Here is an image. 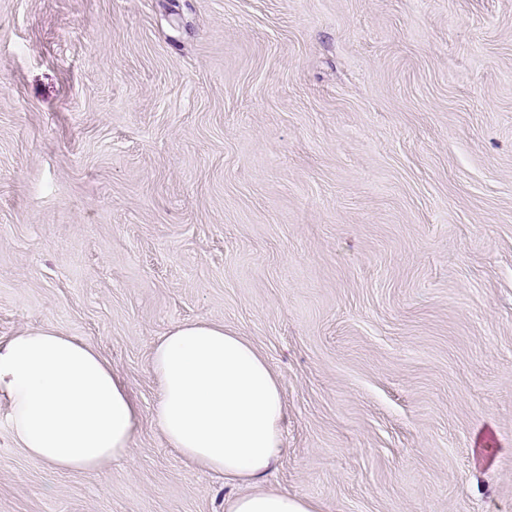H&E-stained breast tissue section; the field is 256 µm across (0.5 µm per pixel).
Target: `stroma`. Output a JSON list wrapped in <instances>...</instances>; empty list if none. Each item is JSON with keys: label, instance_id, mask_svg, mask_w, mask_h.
<instances>
[{"label": "stroma", "instance_id": "1", "mask_svg": "<svg viewBox=\"0 0 512 512\" xmlns=\"http://www.w3.org/2000/svg\"><path fill=\"white\" fill-rule=\"evenodd\" d=\"M282 383L265 489L512 512V0H0V341L92 345L132 462L60 473L0 413V512H226L155 429L153 342Z\"/></svg>", "mask_w": 512, "mask_h": 512}]
</instances>
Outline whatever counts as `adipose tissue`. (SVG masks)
I'll return each mask as SVG.
<instances>
[{
	"instance_id": "1",
	"label": "adipose tissue",
	"mask_w": 512,
	"mask_h": 512,
	"mask_svg": "<svg viewBox=\"0 0 512 512\" xmlns=\"http://www.w3.org/2000/svg\"><path fill=\"white\" fill-rule=\"evenodd\" d=\"M160 387L151 421L191 463L254 485L228 512H320L315 501L263 490L283 452L282 385L244 337L184 322L155 341ZM0 404L13 441L52 471L91 474L133 456L140 411L98 351L51 327L0 343Z\"/></svg>"
}]
</instances>
